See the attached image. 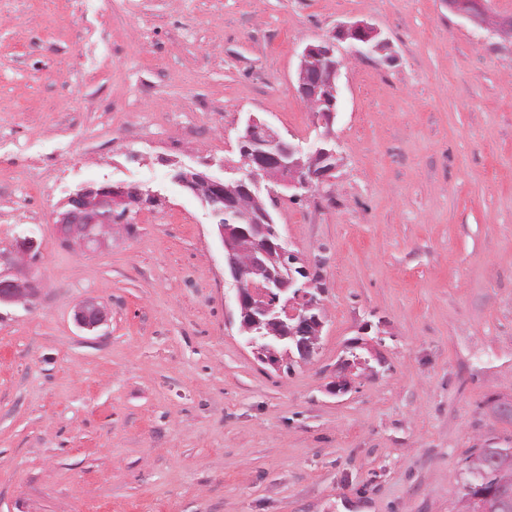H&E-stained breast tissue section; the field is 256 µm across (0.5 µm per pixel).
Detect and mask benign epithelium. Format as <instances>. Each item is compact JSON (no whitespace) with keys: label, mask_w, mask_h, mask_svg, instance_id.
Masks as SVG:
<instances>
[{"label":"benign epithelium","mask_w":512,"mask_h":512,"mask_svg":"<svg viewBox=\"0 0 512 512\" xmlns=\"http://www.w3.org/2000/svg\"><path fill=\"white\" fill-rule=\"evenodd\" d=\"M448 10L470 24L491 31L512 44V14L492 11L490 0H444ZM349 42L361 56L384 47L378 31L366 22L343 24L331 36L305 46L297 71L298 96L323 128L321 146L305 152L281 136L265 121L251 116L239 132V176L211 177L193 168L177 171L174 181L200 196L215 217L224 251V265L234 283L239 332L255 359L279 372L314 358L320 351L326 318L325 288L310 271V264L295 251L271 224L267 200L274 191L260 195V183L294 191L304 198L330 182L336 168V146L332 125L337 112V80L342 60L336 43ZM145 192L122 184H90L70 195L64 210L55 215L54 241L86 253L106 245L112 231L132 223L134 210L144 205ZM44 242L33 236H17L13 244L0 248L1 310L14 306L33 307L37 288L31 264L42 254ZM106 308L94 298L80 301L74 310L77 328L95 332L107 322ZM372 371L370 360L351 352L340 363L336 391L352 385L351 372ZM459 493L467 512H512V484L501 482L490 491L475 493L468 480Z\"/></svg>","instance_id":"1"}]
</instances>
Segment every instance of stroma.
Segmentation results:
<instances>
[{
  "mask_svg": "<svg viewBox=\"0 0 512 512\" xmlns=\"http://www.w3.org/2000/svg\"><path fill=\"white\" fill-rule=\"evenodd\" d=\"M356 21L388 50L337 48L332 185L274 211L327 260L321 349L283 376L173 173L223 177L252 115L315 149L299 55ZM0 140L57 152L37 185L0 167V245L46 243L36 304L0 319V512H460L466 457L512 439V46L441 0H0ZM88 183L164 203L86 255L52 221ZM356 342L386 364L333 392ZM106 308L94 298L80 301L74 310L73 320L77 328L86 332H95L107 322Z\"/></svg>",
  "mask_w": 512,
  "mask_h": 512,
  "instance_id": "35a3bbf8",
  "label": "stroma"
}]
</instances>
